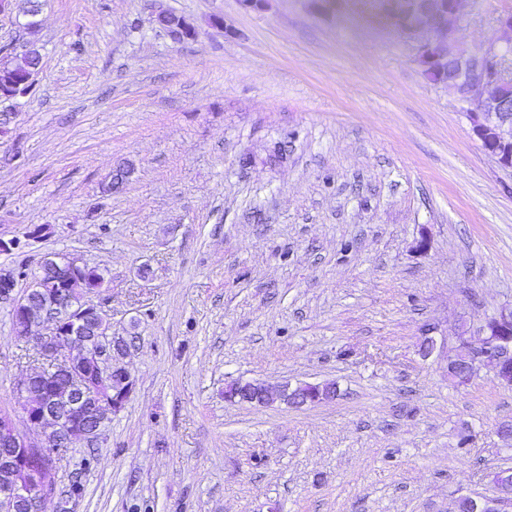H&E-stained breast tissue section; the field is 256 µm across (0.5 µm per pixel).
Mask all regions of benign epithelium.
I'll use <instances>...</instances> for the list:
<instances>
[{"instance_id":"7a95c632","label":"benign epithelium","mask_w":512,"mask_h":512,"mask_svg":"<svg viewBox=\"0 0 512 512\" xmlns=\"http://www.w3.org/2000/svg\"><path fill=\"white\" fill-rule=\"evenodd\" d=\"M472 0H406L403 13L390 25L411 42L414 61L431 84L451 94L465 112L472 134L484 151L500 167L512 171V7L495 17L491 37L476 47L458 42L456 34L465 5ZM156 21L175 41L195 32L183 18L160 11ZM22 59L13 65L7 61L8 49L0 51V73L6 90L0 99L13 100L29 92L39 71L41 54L29 41L21 44ZM74 265L67 255L51 254L41 262L40 273L29 283V290L19 296L13 267L0 268V300L12 306V313L25 319L26 336L37 340L42 361L70 368L71 382L66 402L27 386L25 377L17 388V404L29 427L19 433L11 415L0 413V464L14 472L13 482L0 489V512H43L46 500L57 495L58 463L48 449L57 443L68 448L76 439L90 444L98 441L102 428L91 424L120 410L133 389V378L119 360L123 349L117 347L112 326L100 307L68 293L43 292L42 272L64 275ZM50 323V336L40 333ZM88 358L95 365L94 381L84 371L73 368L74 361ZM485 369L501 384L512 385V307L500 308L480 328L475 337H459L454 354L448 356V375L469 378ZM123 378L124 388L111 394L113 373ZM239 401L269 405L276 401L300 408L310 404L308 397L288 384L269 386L245 383L240 386ZM55 430V442L45 435L46 425ZM498 497L477 501L468 495L456 499L455 512H503L505 502L512 504V468L500 467Z\"/></svg>"}]
</instances>
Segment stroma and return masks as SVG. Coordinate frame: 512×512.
<instances>
[{
    "instance_id": "35a3bbf8",
    "label": "stroma",
    "mask_w": 512,
    "mask_h": 512,
    "mask_svg": "<svg viewBox=\"0 0 512 512\" xmlns=\"http://www.w3.org/2000/svg\"><path fill=\"white\" fill-rule=\"evenodd\" d=\"M512 0H471L485 42ZM196 34L174 41L158 9ZM221 19L214 27L212 19ZM31 95L0 101V263L106 270L134 335L123 409L75 441L73 512H453L512 466V387L448 378L457 328L512 306V172L395 28L344 0H42ZM134 174L103 187L118 163ZM432 337L436 350L422 357ZM0 302V411L35 365ZM332 383L295 409L234 382Z\"/></svg>"
}]
</instances>
